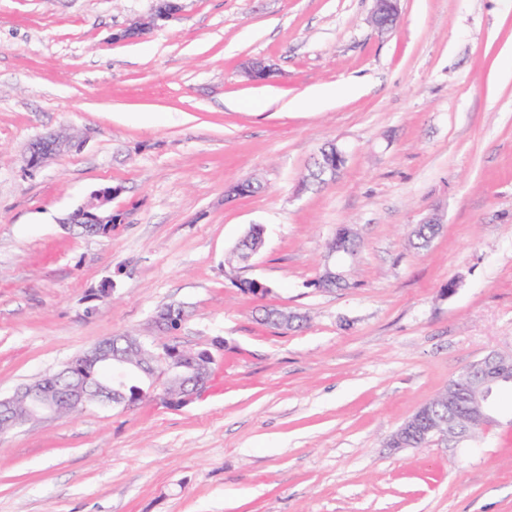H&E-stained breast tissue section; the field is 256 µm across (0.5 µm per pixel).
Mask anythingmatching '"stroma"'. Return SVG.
<instances>
[{
    "label": "stroma",
    "mask_w": 512,
    "mask_h": 512,
    "mask_svg": "<svg viewBox=\"0 0 512 512\" xmlns=\"http://www.w3.org/2000/svg\"><path fill=\"white\" fill-rule=\"evenodd\" d=\"M182 4L0 0V397L165 305L188 311L175 343L224 341L182 408L149 394L0 434V512H512V388L485 432L390 445L470 364L512 355V0H400L384 32L372 0ZM138 19L145 40L113 41ZM257 58L273 82L243 76ZM62 129L81 146L29 169ZM331 143L340 173L304 185ZM244 180L261 191L225 201ZM109 185L108 235L63 227ZM346 224L350 288H313ZM254 225L262 247L228 264ZM265 306L308 321L280 330Z\"/></svg>",
    "instance_id": "obj_1"
}]
</instances>
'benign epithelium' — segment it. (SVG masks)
Listing matches in <instances>:
<instances>
[{
  "mask_svg": "<svg viewBox=\"0 0 512 512\" xmlns=\"http://www.w3.org/2000/svg\"><path fill=\"white\" fill-rule=\"evenodd\" d=\"M399 0H374L372 23L380 31L390 30L400 20L398 8ZM182 10L180 0H159L154 6V18L157 20H171L176 18ZM150 31L146 24L134 20L119 32L113 34L116 41H136L145 38ZM276 75V68L264 61H255L248 68V77L253 82H267ZM76 147V143L56 134H49L29 147L27 166L31 169L41 167L47 159L64 150ZM317 170L315 175L322 181L335 179L336 173L345 163V153L338 146L323 154V158L316 160ZM121 192V188L106 186L93 191L86 202L70 212L63 223L71 229L78 225L85 229L89 236L105 235L111 231L113 215L110 204ZM352 253L342 250H333L328 253L324 264V271L320 275L318 289H330L333 285L345 287L347 282L345 264ZM155 363L150 367L148 377L150 379L149 390L153 391L158 386L169 381L174 376H182L190 380V388L183 391L176 406H184L190 402L204 387V381L192 372L193 362H208L215 359L214 353L209 349L198 351L194 357H189L187 349L178 344L163 342L152 343ZM502 360L496 353H490L484 358L471 364L457 378L451 381L456 394L465 400L466 414L460 426L462 433L476 434L485 429L491 422L490 398L495 387L505 378L498 375ZM109 365L112 367V382L97 388L99 398L105 402L115 401L117 405H128L134 398L124 392V378L128 371L126 360L100 342L90 348L83 356L71 363L69 371L76 378L73 385L68 387L67 395L63 400H58L55 389L48 383H42L37 387L26 389L21 400L27 403L26 412L18 414L15 408L16 399L6 397L0 399V432L11 430L27 421L56 414L59 406L64 404L71 408L86 405L88 383L96 382L100 367ZM416 428L424 439L446 440L448 437H460V434L442 432L437 430L433 423L428 421L423 410H418L412 418L406 422V427L399 428L391 438V447L403 446L402 437L405 428Z\"/></svg>",
  "mask_w": 512,
  "mask_h": 512,
  "instance_id": "7a95c632",
  "label": "benign epithelium"
}]
</instances>
